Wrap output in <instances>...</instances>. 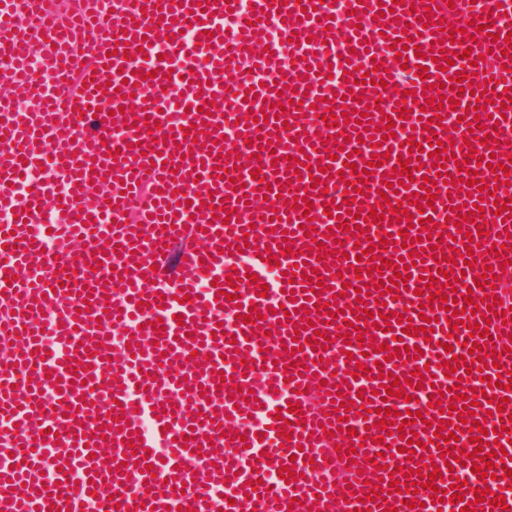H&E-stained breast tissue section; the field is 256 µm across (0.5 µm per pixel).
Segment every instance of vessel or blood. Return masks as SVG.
<instances>
[{
    "label": "vessel or blood",
    "instance_id": "b4317fda",
    "mask_svg": "<svg viewBox=\"0 0 512 512\" xmlns=\"http://www.w3.org/2000/svg\"><path fill=\"white\" fill-rule=\"evenodd\" d=\"M0 39V512L512 506V0H0Z\"/></svg>",
    "mask_w": 512,
    "mask_h": 512
}]
</instances>
